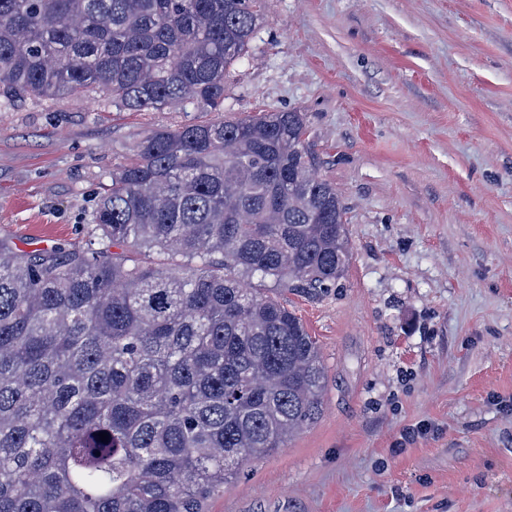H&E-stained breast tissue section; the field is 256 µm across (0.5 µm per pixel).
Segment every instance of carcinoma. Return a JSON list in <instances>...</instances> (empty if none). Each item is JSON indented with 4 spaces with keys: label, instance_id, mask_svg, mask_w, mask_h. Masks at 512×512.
<instances>
[{
    "label": "carcinoma",
    "instance_id": "carcinoma-1",
    "mask_svg": "<svg viewBox=\"0 0 512 512\" xmlns=\"http://www.w3.org/2000/svg\"><path fill=\"white\" fill-rule=\"evenodd\" d=\"M262 21L260 0H0V99L221 112ZM316 166L302 112L159 130L112 170L98 248L0 237V512H207L319 418L318 344L271 292L349 264Z\"/></svg>",
    "mask_w": 512,
    "mask_h": 512
}]
</instances>
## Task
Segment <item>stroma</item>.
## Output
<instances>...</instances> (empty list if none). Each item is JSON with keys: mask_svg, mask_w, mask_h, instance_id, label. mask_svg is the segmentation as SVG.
<instances>
[{"mask_svg": "<svg viewBox=\"0 0 512 512\" xmlns=\"http://www.w3.org/2000/svg\"><path fill=\"white\" fill-rule=\"evenodd\" d=\"M224 110L95 88L0 106V236L97 244L153 131L305 113L347 209L337 288L280 299L320 346L319 419L208 512H512V0H262Z\"/></svg>", "mask_w": 512, "mask_h": 512, "instance_id": "35a3bbf8", "label": "stroma"}]
</instances>
